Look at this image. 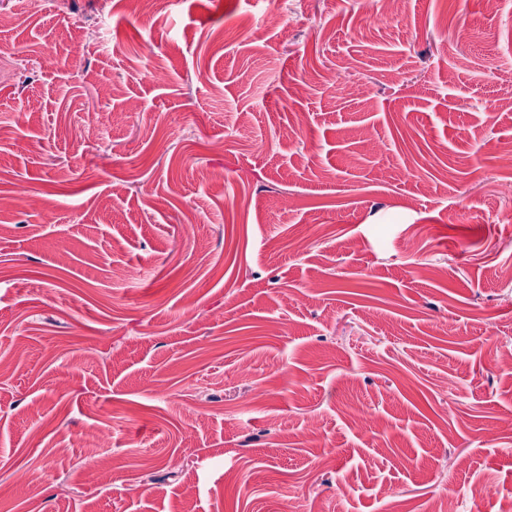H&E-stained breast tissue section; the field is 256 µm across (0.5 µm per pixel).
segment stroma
<instances>
[{
  "label": "stroma",
  "instance_id": "stroma-1",
  "mask_svg": "<svg viewBox=\"0 0 512 512\" xmlns=\"http://www.w3.org/2000/svg\"><path fill=\"white\" fill-rule=\"evenodd\" d=\"M376 8L0 5V512L512 505V0Z\"/></svg>",
  "mask_w": 512,
  "mask_h": 512
}]
</instances>
